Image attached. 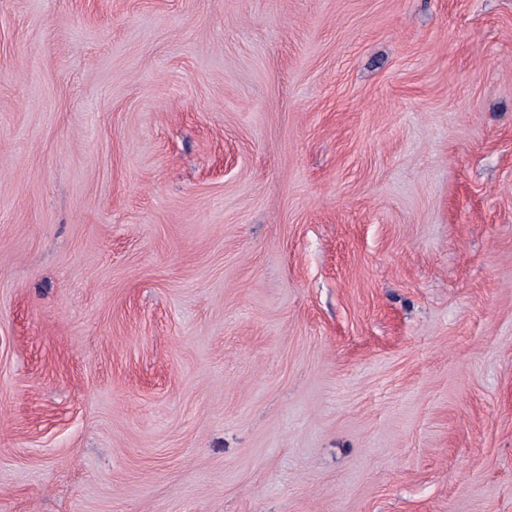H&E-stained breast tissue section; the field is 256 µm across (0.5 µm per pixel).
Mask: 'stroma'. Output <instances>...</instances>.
<instances>
[{
	"instance_id": "stroma-1",
	"label": "stroma",
	"mask_w": 512,
	"mask_h": 512,
	"mask_svg": "<svg viewBox=\"0 0 512 512\" xmlns=\"http://www.w3.org/2000/svg\"><path fill=\"white\" fill-rule=\"evenodd\" d=\"M0 512H512V0H0Z\"/></svg>"
}]
</instances>
